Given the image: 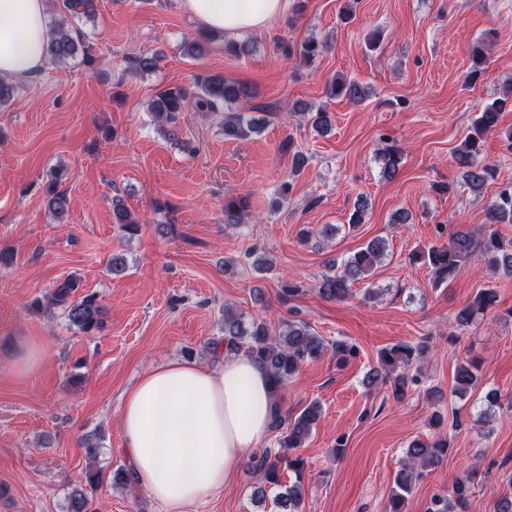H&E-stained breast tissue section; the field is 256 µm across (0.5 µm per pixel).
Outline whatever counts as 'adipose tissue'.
I'll use <instances>...</instances> for the list:
<instances>
[{"instance_id":"1","label":"adipose tissue","mask_w":512,"mask_h":512,"mask_svg":"<svg viewBox=\"0 0 512 512\" xmlns=\"http://www.w3.org/2000/svg\"><path fill=\"white\" fill-rule=\"evenodd\" d=\"M287 0H180L209 30L266 27ZM47 0H0V77L32 79L47 61ZM273 384L244 356L213 368L171 360L122 395L120 432L138 489L165 512H189L223 490L271 430Z\"/></svg>"}]
</instances>
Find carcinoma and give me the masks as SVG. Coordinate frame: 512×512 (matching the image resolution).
<instances>
[{"mask_svg": "<svg viewBox=\"0 0 512 512\" xmlns=\"http://www.w3.org/2000/svg\"><path fill=\"white\" fill-rule=\"evenodd\" d=\"M97 0H57L59 17L50 25L47 53L55 61H78L84 68L95 71L96 59L85 49L84 41L74 29L70 20L83 18L87 21L97 15ZM214 34L201 31L199 38L187 45L186 55L196 58L203 54L207 42L213 40ZM325 43L314 39L302 42L299 46L284 45L287 56H297L303 62H311L322 53ZM326 93L331 97H345L359 103L365 99L363 86L345 75H337L330 80ZM255 98V92L249 85L237 80H229L221 75L200 76L193 88L173 87L159 91L148 103V111L154 122L170 139H177L178 123L183 113L192 109L199 112H218L225 107L243 100ZM512 100V88L503 96L486 104L479 115L472 121L464 140L455 152L458 166L466 169L465 181L472 191L481 193L488 181L495 179L496 169L481 159L482 146L486 134L496 127L499 114ZM261 129L259 123L248 119L243 112L224 113V137L245 138ZM403 153L397 146H387L379 151L384 176L392 178L402 164ZM64 171L54 170L47 185V205L49 211L62 219L69 211L70 200L66 190L59 188ZM247 217V200L244 196H231L224 200V223L243 224ZM112 219L123 234L134 236L140 232L142 224L138 218L131 216L123 201L112 198ZM487 219L491 224L512 223V188H505L497 198L487 206ZM386 247L381 239H375L361 247L341 265L331 263L334 272L322 277L318 284V293L327 300L343 301L352 292V286L361 280H368L372 272L384 257ZM482 252L486 269L495 275L503 273L512 276V244H505L494 231L483 232L481 237L467 229L455 230L448 243L430 246L419 253V258L430 267L435 282L442 285L453 279L461 263L472 252ZM77 288L76 280L68 276L53 286L45 296L47 306H59L64 310L69 323L80 332L90 334L100 329L103 306L94 294H87L78 299L71 298ZM497 302V294L492 288L479 291L473 301L460 309L455 322L460 327L469 325L473 319L487 312ZM224 341L226 348L242 354L259 364L269 373L274 389L272 407V424L274 430L282 429V437L277 447L265 448L253 456L252 469L260 476L264 484L256 493L265 496L266 485L280 489L275 496V503L283 512H301L303 502L304 460L298 456L288 455V450L302 447L309 437L314 423L320 414V405L308 404L298 415L292 417L284 412L279 398L282 388L295 371L305 362L318 359L326 350H331L336 362L343 364L356 355V347L338 341L327 346L324 339L304 323L290 322L278 336H273L267 322L253 318L249 321L241 316L224 311ZM428 345L420 341L414 345L399 344L380 352L379 367L370 371L367 384L378 381L393 380V395L397 399L404 397L410 387L417 384L419 374L410 372L412 364L424 356ZM478 377L475 365H460L454 376L453 392L464 397L473 389ZM448 453L447 438L439 437L431 443L420 440L411 442L406 451V463L396 473L391 491V508L389 512H403L406 497L411 493L413 484L421 479L425 469L438 463ZM288 469L294 473V481L285 485L280 472ZM470 481L468 476L457 478L452 492L433 501L429 512H460L458 507L469 497ZM66 512H95L85 489L73 490L68 498Z\"/></svg>", "mask_w": 512, "mask_h": 512, "instance_id": "obj_1", "label": "carcinoma"}]
</instances>
